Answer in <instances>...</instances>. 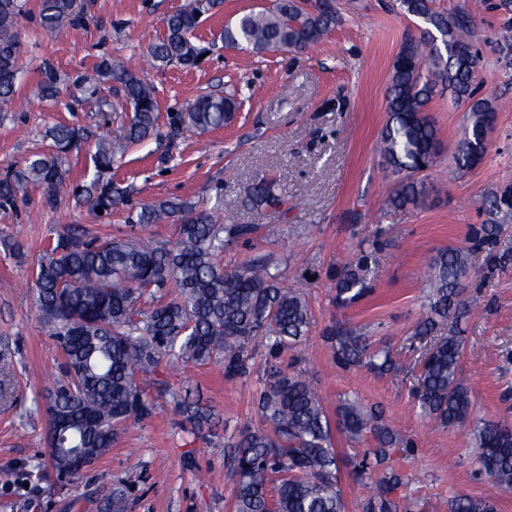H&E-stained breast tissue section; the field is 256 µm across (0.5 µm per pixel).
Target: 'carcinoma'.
I'll use <instances>...</instances> for the list:
<instances>
[{"label": "carcinoma", "instance_id": "cac0c4a2", "mask_svg": "<svg viewBox=\"0 0 512 512\" xmlns=\"http://www.w3.org/2000/svg\"><path fill=\"white\" fill-rule=\"evenodd\" d=\"M212 6L196 0L194 6L167 18V34L148 50L151 59L165 65L191 67L202 53L192 41L201 14ZM407 17L422 23L419 36L401 46L392 63L386 100L387 119L377 151L400 176L389 198L392 209L425 196L422 173L437 164L439 139L428 115L437 89L448 90L455 105L465 107V124L453 152L455 170L464 173L486 156L499 104L478 95L474 85L481 61L475 41V15L470 10L442 13L432 0H398ZM75 0H41L40 26L53 32L71 16ZM23 0H0V102L12 99L25 44L17 29L24 14ZM338 20L334 0H318L306 11L296 0H280L272 10L250 12L224 28V42L245 45L256 53L299 50L320 40ZM104 81L121 85L128 116L126 138L141 142L159 129L155 88L123 65L104 60L93 76L77 79L92 98ZM61 77L47 67L36 93L43 100L59 94ZM238 107L235 95L199 97L185 112L173 117L170 128L202 132L229 122ZM49 153H34L21 167L0 174V205L11 206L30 185L42 187L41 205L57 207L59 189L69 181L62 155L84 140L81 129L58 125L48 131ZM95 174L88 184L73 186L75 201L93 213L122 202L126 190L112 181L116 151L110 134H102L92 155ZM272 179L252 185L245 206L262 211L286 204ZM484 219L470 227L464 245L438 253L429 265V308L414 338L422 348L415 402L420 413L442 427L469 422L474 413L473 393L463 378V320L468 316L465 291L472 272L485 277L512 270V247L503 236L512 219V188L491 191L480 201ZM176 219L174 243L138 234L154 224ZM129 231L104 239L82 224H70L57 235L33 273V290L53 346L61 354L45 398L74 424L67 439L48 433L47 459L56 479L79 478L72 472L69 454L87 446L96 458L118 443L126 423L152 417L155 400L148 398L144 380L165 366L215 363L227 378H246L261 347L271 358L301 343L313 317L304 292L290 288L270 272L263 258L228 268L224 247L249 239L261 225L226 224L221 208H200L172 198L145 204L128 217ZM372 260L357 254L336 265L334 300L339 307L364 298L372 288ZM336 363L345 367L366 364L383 375L395 367L390 350H369L362 336L340 324L326 329ZM175 411L201 432L210 426L211 409L172 395ZM255 414L260 425L248 429L235 443L231 457L237 476L233 512H346L339 478V457L333 431L356 441L369 434L376 442L365 456L384 466L371 482L372 493L357 512H396L391 494L401 484L392 463L396 451H408L413 442L395 432L377 405L346 400L331 422L315 387L300 369L289 372L269 364L263 387L257 391ZM481 470L503 491H512V423H485L478 429ZM128 486L113 485L110 512H126ZM450 512H496L493 499L457 495Z\"/></svg>", "mask_w": 512, "mask_h": 512}]
</instances>
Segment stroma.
Here are the masks:
<instances>
[{
	"instance_id": "stroma-1",
	"label": "stroma",
	"mask_w": 512,
	"mask_h": 512,
	"mask_svg": "<svg viewBox=\"0 0 512 512\" xmlns=\"http://www.w3.org/2000/svg\"><path fill=\"white\" fill-rule=\"evenodd\" d=\"M188 0H82L77 15L61 22L47 39L40 28V0H27L18 28L26 45L19 87L0 103V169L22 165L47 150L45 131L65 124L84 129L82 150L70 154L74 184L93 177L90 155L103 130L121 152L113 179L127 190V202L98 218L60 192L56 209L40 207V187L28 185L25 202L0 207V342L13 356L0 365L9 389L0 397V512H106L113 483L129 485L127 512H233L236 477L227 443L258 418L253 399L263 384L265 351L255 356L250 377L225 379L214 364L159 370L170 392L201 396L218 421L214 435L193 436L167 396L155 384L154 414L127 423L109 454L73 483L60 485L38 468L47 446L43 396L57 353L40 320L29 287L34 263L49 239L70 224L96 234L124 230L131 211L143 204L180 197L199 205H221L228 224L279 226L275 237L257 233L224 250L227 265L262 256L282 280H310L308 301L314 325L308 338L279 356L282 368L305 371L328 411L344 398L382 407L388 424L411 439L413 448L396 467L404 483L395 491L398 512H449L458 494L493 498L497 512H512V491L504 492L480 471L472 426L441 428L423 417L414 400L420 344L416 326L427 312L425 273L441 249L461 244L470 225L480 223L478 205L489 190L512 185V13L488 0L477 18L482 51L479 92L502 105L489 151L463 174L451 154L464 126L463 107L436 96L429 115L442 144L439 169L424 176L427 194L417 204L390 210L394 177L376 152L386 121L392 62L403 42L416 34L395 0H336L340 16L332 31L300 51L256 53L225 44V25L243 14L268 8L271 0H215L193 33L207 53L197 66L146 63L150 44L164 38L166 20ZM121 60L152 82L161 112H182L203 94L236 95L240 107L224 127L185 132L176 139H125L128 117L119 85H103L112 104L108 116L71 81L102 60ZM69 76L59 103L39 100L36 87L44 66ZM277 181L291 197L287 210L255 214L244 205L259 177ZM368 251L373 288L348 308L336 307L334 267L344 256ZM467 293L462 369L481 421L512 422V271L491 279L473 274ZM338 323L376 345H387L398 362L383 376L364 367L337 365L325 327ZM372 438L349 441L338 435L340 478L347 504L367 497L368 486L353 471Z\"/></svg>"
}]
</instances>
